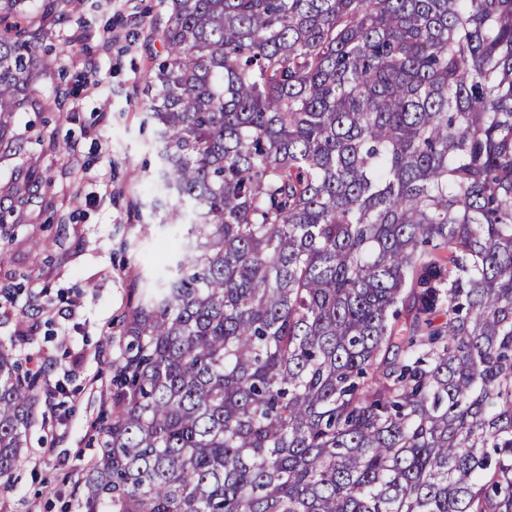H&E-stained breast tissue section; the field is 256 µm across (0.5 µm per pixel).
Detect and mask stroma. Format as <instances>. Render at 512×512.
<instances>
[{"label": "stroma", "mask_w": 512, "mask_h": 512, "mask_svg": "<svg viewBox=\"0 0 512 512\" xmlns=\"http://www.w3.org/2000/svg\"><path fill=\"white\" fill-rule=\"evenodd\" d=\"M44 4L27 0L39 106L12 113L0 141V346L37 398L0 512H82L123 321L160 285L162 244L189 229L162 221L173 201L143 113L162 0H79L64 20Z\"/></svg>", "instance_id": "35a3bbf8"}]
</instances>
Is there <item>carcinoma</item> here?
Here are the masks:
<instances>
[{
	"label": "carcinoma",
	"instance_id": "cac0c4a2",
	"mask_svg": "<svg viewBox=\"0 0 512 512\" xmlns=\"http://www.w3.org/2000/svg\"><path fill=\"white\" fill-rule=\"evenodd\" d=\"M172 216L86 512H512V0H167ZM39 33L0 0L4 117ZM35 385L0 348V475Z\"/></svg>",
	"mask_w": 512,
	"mask_h": 512
}]
</instances>
